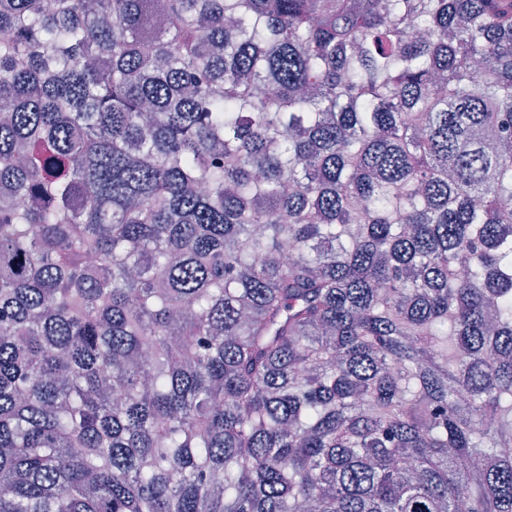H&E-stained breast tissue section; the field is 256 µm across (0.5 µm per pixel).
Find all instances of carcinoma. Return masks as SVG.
<instances>
[{
	"instance_id": "obj_1",
	"label": "carcinoma",
	"mask_w": 512,
	"mask_h": 512,
	"mask_svg": "<svg viewBox=\"0 0 512 512\" xmlns=\"http://www.w3.org/2000/svg\"><path fill=\"white\" fill-rule=\"evenodd\" d=\"M0 512H512V0H0Z\"/></svg>"
}]
</instances>
